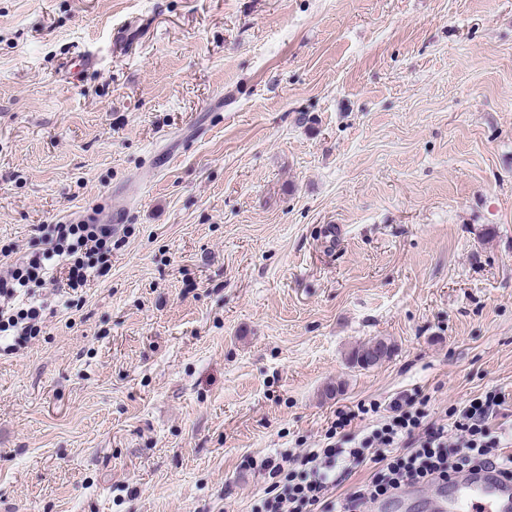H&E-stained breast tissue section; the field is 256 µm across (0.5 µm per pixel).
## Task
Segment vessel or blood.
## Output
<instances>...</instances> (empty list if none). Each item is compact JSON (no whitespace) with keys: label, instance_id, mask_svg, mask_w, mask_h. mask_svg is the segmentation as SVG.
Here are the masks:
<instances>
[{"label":"vessel or blood","instance_id":"obj_1","mask_svg":"<svg viewBox=\"0 0 512 512\" xmlns=\"http://www.w3.org/2000/svg\"><path fill=\"white\" fill-rule=\"evenodd\" d=\"M128 213L124 195L113 194L95 218L103 224L120 225ZM431 512H512V480L493 470H473L435 485L427 496Z\"/></svg>","mask_w":512,"mask_h":512}]
</instances>
